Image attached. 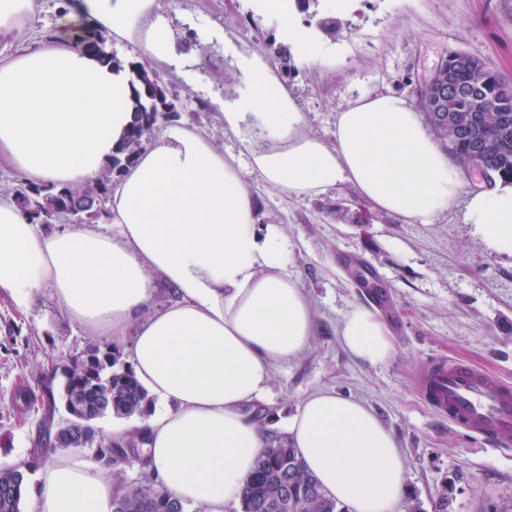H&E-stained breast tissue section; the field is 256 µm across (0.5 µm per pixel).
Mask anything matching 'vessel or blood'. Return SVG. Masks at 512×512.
<instances>
[{"instance_id": "b4317fda", "label": "vessel or blood", "mask_w": 512, "mask_h": 512, "mask_svg": "<svg viewBox=\"0 0 512 512\" xmlns=\"http://www.w3.org/2000/svg\"><path fill=\"white\" fill-rule=\"evenodd\" d=\"M417 393L449 424L472 431L496 446H512V385L474 364L435 361Z\"/></svg>"}]
</instances>
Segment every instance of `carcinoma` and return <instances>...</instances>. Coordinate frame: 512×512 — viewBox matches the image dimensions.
I'll return each instance as SVG.
<instances>
[{
  "instance_id": "cac0c4a2",
  "label": "carcinoma",
  "mask_w": 512,
  "mask_h": 512,
  "mask_svg": "<svg viewBox=\"0 0 512 512\" xmlns=\"http://www.w3.org/2000/svg\"><path fill=\"white\" fill-rule=\"evenodd\" d=\"M458 52L443 57L432 73L435 79L453 71L455 83L468 89L452 93L442 102L443 112H429L427 118L435 135L457 158L460 166L470 165L479 152L487 185L496 180L512 183V124L504 126L499 116H512V87L505 84L488 62L474 69L456 64ZM141 89L136 91L134 115L125 140L112 155L94 186L111 192L114 179L120 178L151 141L159 122L171 119L178 110V97L168 92L157 78L135 72ZM481 99L487 108L481 123L472 120L473 102ZM88 195L84 187L56 188L20 182L14 200L42 224L60 219L57 205L65 201L81 202ZM62 398L74 427L57 431L45 447L35 449L32 459L0 469V512H22L26 484L25 472L36 468L54 448H96L97 457L118 467L138 453L146 442L144 431H132L124 438L104 442L97 439L93 422L111 415L128 418L151 413L153 399L137 381L130 365L121 361L114 348L102 352L89 347L83 355L62 368ZM270 444L258 456L253 472L240 495V512H347L329 496L317 478L306 468L287 436L270 433ZM112 512H186L184 503L160 488L148 475L128 481L116 474Z\"/></svg>"
}]
</instances>
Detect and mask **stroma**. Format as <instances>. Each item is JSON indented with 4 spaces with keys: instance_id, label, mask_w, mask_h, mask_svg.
<instances>
[{
    "instance_id": "35a3bbf8",
    "label": "stroma",
    "mask_w": 512,
    "mask_h": 512,
    "mask_svg": "<svg viewBox=\"0 0 512 512\" xmlns=\"http://www.w3.org/2000/svg\"><path fill=\"white\" fill-rule=\"evenodd\" d=\"M319 0L299 28L313 36L319 56L291 46L286 30L253 10L252 0H165L162 15L178 55L196 69L195 88L169 78L165 86L185 105L181 120L218 149L241 154L214 105L227 94L225 70L270 44L288 46L291 68L272 66L305 117L309 134L332 142L336 113L374 91L412 95L439 58L458 50L489 61L512 82V0H349L338 16L342 32L319 31ZM51 0L26 30L0 39V54L34 46L54 29ZM250 181L260 223L279 225L290 248L286 269L313 309L314 331L304 352L271 369L261 405L281 426L310 395L331 390L372 408L394 433L405 460L404 500L418 497L425 512L440 493L448 512H512V447L499 448L452 427L416 392L433 360L484 365L512 382V257L490 253L457 202L432 223H410L374 210L349 187L316 197L288 195ZM372 268L387 287L378 316L393 343L392 358L372 365L353 357L339 334L343 315L369 304L354 263ZM132 329L115 336L66 320L49 291L19 311L0 292V461L31 458L41 445L44 388L60 393L56 367L90 346L128 352Z\"/></svg>"
}]
</instances>
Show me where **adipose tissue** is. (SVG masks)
I'll return each mask as SVG.
<instances>
[{"label": "adipose tissue", "instance_id": "obj_1", "mask_svg": "<svg viewBox=\"0 0 512 512\" xmlns=\"http://www.w3.org/2000/svg\"><path fill=\"white\" fill-rule=\"evenodd\" d=\"M158 0H62L53 36L0 58V160L23 181L93 185L132 119L125 66L82 46L92 31L132 45L139 64L192 83L174 54ZM225 131L248 166L186 123H167L113 187L103 228L51 232L0 199V291L18 309L50 290L61 313L115 334L134 326L130 364L156 400L142 423L158 482L203 512L237 501L266 432L244 408L264 394L274 364L297 358L313 331L301 285L286 271L288 241L261 225L248 174L269 188L316 196L349 185L377 211L431 223L466 197L493 254L512 256V185L468 190L408 99L373 91L341 107L333 143L309 135L287 87L264 56L245 60L218 100ZM177 300L149 306L151 274ZM340 334L356 358L393 355L376 312L354 306ZM284 432L322 487L348 512H391L403 496L404 460L393 432L367 405L321 391ZM114 488L93 459L75 454L40 471L27 512H112Z\"/></svg>", "mask_w": 512, "mask_h": 512}]
</instances>
